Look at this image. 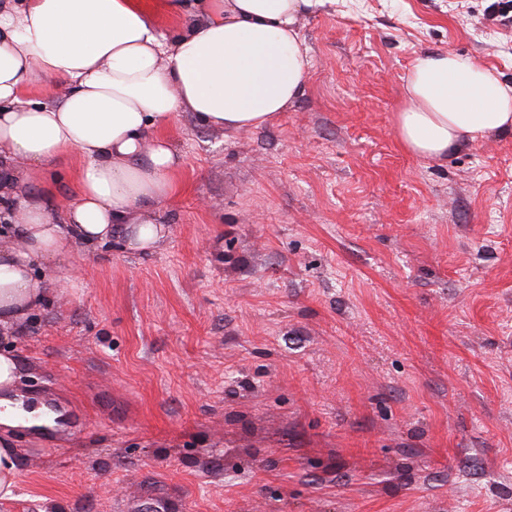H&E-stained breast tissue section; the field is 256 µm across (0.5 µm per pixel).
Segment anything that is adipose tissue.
<instances>
[{"mask_svg":"<svg viewBox=\"0 0 512 512\" xmlns=\"http://www.w3.org/2000/svg\"><path fill=\"white\" fill-rule=\"evenodd\" d=\"M336 0H0V327L43 300L39 267L76 243L125 232L149 252L164 236L154 211L175 192L182 154L167 136L182 112L209 129L267 124L301 94L310 67L301 18ZM181 20L167 34L160 16ZM55 101L24 100L32 85ZM401 146L426 160L512 132V84L455 53L419 55L395 115ZM77 153L78 199L54 215L43 176ZM16 358L0 353V502L13 500L20 419L9 399Z\"/></svg>","mask_w":512,"mask_h":512,"instance_id":"1","label":"adipose tissue"}]
</instances>
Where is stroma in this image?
I'll return each instance as SVG.
<instances>
[{
    "label": "stroma",
    "mask_w": 512,
    "mask_h": 512,
    "mask_svg": "<svg viewBox=\"0 0 512 512\" xmlns=\"http://www.w3.org/2000/svg\"><path fill=\"white\" fill-rule=\"evenodd\" d=\"M491 2L338 0L286 111L176 117L158 246H76L0 333L19 394L68 409L17 428L0 512H512V134L432 161L394 129L418 55L512 84Z\"/></svg>",
    "instance_id": "obj_1"
}]
</instances>
